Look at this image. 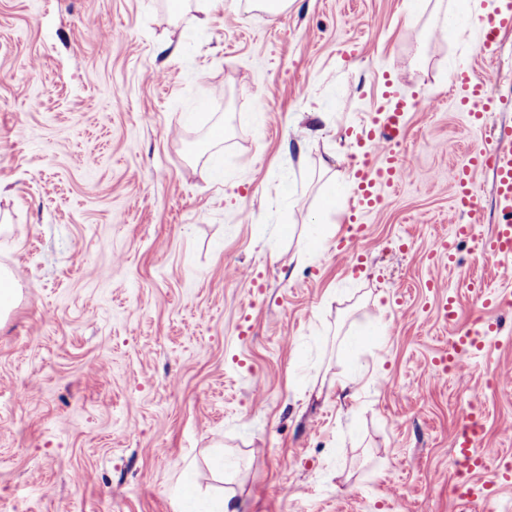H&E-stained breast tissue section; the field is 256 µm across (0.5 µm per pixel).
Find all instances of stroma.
Returning <instances> with one entry per match:
<instances>
[{"label":"stroma","instance_id":"1","mask_svg":"<svg viewBox=\"0 0 512 512\" xmlns=\"http://www.w3.org/2000/svg\"><path fill=\"white\" fill-rule=\"evenodd\" d=\"M454 8L0 0V512H468L467 403L489 470L512 462V277L439 246L452 169L512 125V31L491 55L434 38ZM469 53L500 73L478 131L449 96ZM386 88L433 109L350 267V195L322 198ZM432 280L459 324L501 321L465 388L433 362L454 327ZM18 290L8 271L0 268V319L12 308Z\"/></svg>","mask_w":512,"mask_h":512}]
</instances>
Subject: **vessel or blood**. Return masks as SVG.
<instances>
[{
    "mask_svg": "<svg viewBox=\"0 0 512 512\" xmlns=\"http://www.w3.org/2000/svg\"><path fill=\"white\" fill-rule=\"evenodd\" d=\"M481 33L479 49L493 53L501 32L512 30V0H503L500 7L472 18ZM494 73L480 71L472 65L458 66L452 76L451 94L458 105L468 113L471 124L483 123L488 112L494 111L498 101L488 92L495 82ZM423 101L408 102L393 96L387 97L382 107L371 116L367 139L369 149L362 155L354 172L350 191L354 201L351 223H360L362 217L377 210L382 202L384 189L397 184L403 174V163L396 144L402 138L408 113L423 109ZM491 170L495 178L496 194L503 219L494 230L480 241V254L500 259L512 258V125L500 127L493 142L473 149L466 164L453 174L455 185L454 207L469 218L468 223L454 227L459 238L474 235V221L480 213V199L475 191L473 176L480 170ZM496 322L487 320L479 326L459 330L450 338L448 350L439 359L445 366L459 358L472 355L481 348L482 337L498 332ZM480 440L478 428H463L453 439V459L464 463L469 477L457 487L460 499L469 500L487 491V484L480 476L486 461L477 451Z\"/></svg>",
    "mask_w": 512,
    "mask_h": 512,
    "instance_id": "obj_1",
    "label": "vessel or blood"
}]
</instances>
